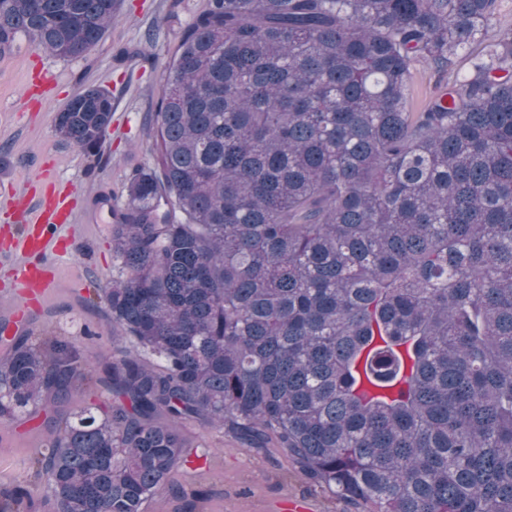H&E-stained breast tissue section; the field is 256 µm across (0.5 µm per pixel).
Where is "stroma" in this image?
I'll list each match as a JSON object with an SVG mask.
<instances>
[{
    "instance_id": "stroma-1",
    "label": "stroma",
    "mask_w": 512,
    "mask_h": 512,
    "mask_svg": "<svg viewBox=\"0 0 512 512\" xmlns=\"http://www.w3.org/2000/svg\"><path fill=\"white\" fill-rule=\"evenodd\" d=\"M171 0H119L111 29L84 57L60 59L28 44L0 56V194L36 189L43 165H51L56 187L73 186L80 211L73 255L57 271L58 291L34 317L32 340L73 343L88 361L120 358L126 348L107 317L103 288L119 269L112 259V213L126 205L125 186L134 171L156 158L154 112L163 74L185 25L206 0H180L168 19ZM55 73L57 85L46 107L22 104L38 70ZM95 86L111 92L112 121L99 157L85 155L54 131L55 117L76 94ZM185 442L207 453L199 469H181L172 482L182 495L163 490L146 512H289L292 502L308 512H363L361 505L307 482L285 452L255 448L223 428L191 420L180 428ZM50 434L41 419L0 422V493L31 490L34 512H52L35 458Z\"/></svg>"
}]
</instances>
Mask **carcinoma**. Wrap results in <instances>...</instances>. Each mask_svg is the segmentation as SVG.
<instances>
[{"instance_id":"obj_1","label":"carcinoma","mask_w":512,"mask_h":512,"mask_svg":"<svg viewBox=\"0 0 512 512\" xmlns=\"http://www.w3.org/2000/svg\"><path fill=\"white\" fill-rule=\"evenodd\" d=\"M118 0H0L19 37L87 55ZM499 0H207L113 213L103 289L129 349L0 357V421L45 419L55 512H144L202 419L273 439L364 512H512V31ZM448 79L413 103L415 65ZM112 94L55 131L97 156ZM94 376L114 402L73 409ZM19 487L0 512H26Z\"/></svg>"}]
</instances>
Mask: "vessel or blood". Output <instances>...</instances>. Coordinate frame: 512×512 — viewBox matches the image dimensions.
<instances>
[{
  "instance_id": "obj_1",
  "label": "vessel or blood",
  "mask_w": 512,
  "mask_h": 512,
  "mask_svg": "<svg viewBox=\"0 0 512 512\" xmlns=\"http://www.w3.org/2000/svg\"><path fill=\"white\" fill-rule=\"evenodd\" d=\"M8 204L22 219L20 228L0 242V263L11 266V324L17 330L27 328L56 285L45 255L54 253L61 262L71 257L76 202L69 192L50 191L40 198L15 194Z\"/></svg>"
}]
</instances>
